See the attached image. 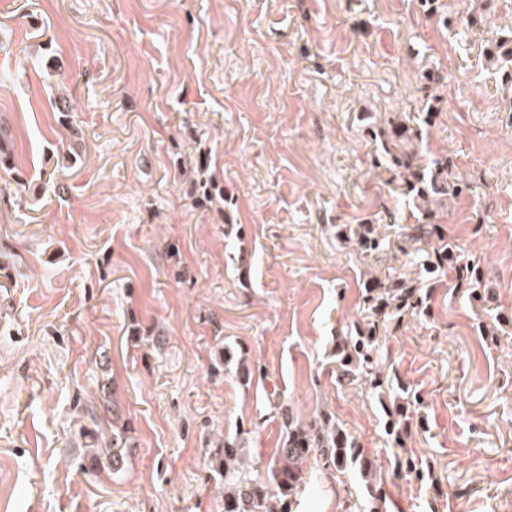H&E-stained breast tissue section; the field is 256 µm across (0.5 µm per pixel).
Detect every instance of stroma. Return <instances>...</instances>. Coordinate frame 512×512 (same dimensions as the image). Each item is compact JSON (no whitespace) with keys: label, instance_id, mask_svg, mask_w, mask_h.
Listing matches in <instances>:
<instances>
[{"label":"stroma","instance_id":"35a3bbf8","mask_svg":"<svg viewBox=\"0 0 512 512\" xmlns=\"http://www.w3.org/2000/svg\"><path fill=\"white\" fill-rule=\"evenodd\" d=\"M505 36L512 0H0L8 512H224L210 436L266 478L285 419L323 411L374 459L387 512H512V333L480 323L487 307L512 324V92L485 58ZM426 112L430 151L474 185L436 222L487 288L475 302L439 286L428 316L381 334L419 399L398 449L333 352L363 322L365 273L416 271L413 206L377 136ZM200 148L223 210L181 173ZM364 222L388 225L385 251L337 239ZM228 346L257 362L251 384L213 371ZM106 377L136 449L121 475L91 476L78 428ZM400 455L430 472L399 471ZM365 499L357 475L312 466L290 512Z\"/></svg>","mask_w":512,"mask_h":512}]
</instances>
